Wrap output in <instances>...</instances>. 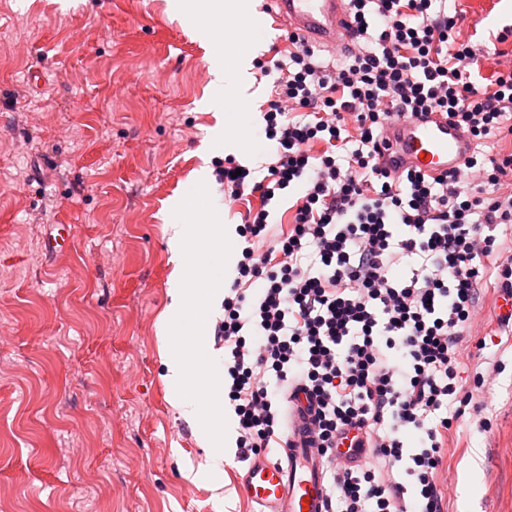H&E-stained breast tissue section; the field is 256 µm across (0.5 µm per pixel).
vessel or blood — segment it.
Instances as JSON below:
<instances>
[{"label": "vessel or blood", "instance_id": "vessel-or-blood-1", "mask_svg": "<svg viewBox=\"0 0 512 512\" xmlns=\"http://www.w3.org/2000/svg\"><path fill=\"white\" fill-rule=\"evenodd\" d=\"M265 24L287 29L312 44L333 48L350 31L347 0H264ZM388 157L401 167L437 176L460 164L474 149L472 139L441 113L391 121ZM305 399L295 400L288 424L295 431L284 458H258L242 478L246 499L260 512H326L325 470L302 431L309 421Z\"/></svg>", "mask_w": 512, "mask_h": 512}]
</instances>
